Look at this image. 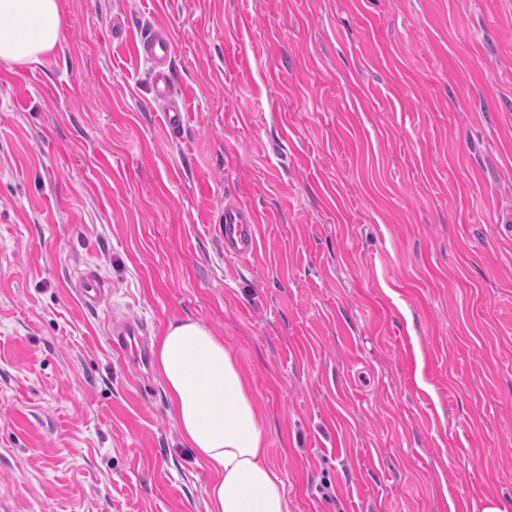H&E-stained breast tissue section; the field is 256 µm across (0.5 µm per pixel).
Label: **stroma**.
<instances>
[{
    "instance_id": "1",
    "label": "stroma",
    "mask_w": 512,
    "mask_h": 512,
    "mask_svg": "<svg viewBox=\"0 0 512 512\" xmlns=\"http://www.w3.org/2000/svg\"><path fill=\"white\" fill-rule=\"evenodd\" d=\"M60 7L42 64L0 60V512H205L157 375L107 344L185 316L247 375L291 512L512 498V0ZM158 24L176 139L135 52ZM224 254L232 258L252 256L258 249L256 214L236 203L224 205ZM149 336L144 326L131 319H124L113 324L107 336L109 347L127 365L140 373L149 367Z\"/></svg>"
}]
</instances>
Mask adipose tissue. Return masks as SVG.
<instances>
[{
    "mask_svg": "<svg viewBox=\"0 0 512 512\" xmlns=\"http://www.w3.org/2000/svg\"><path fill=\"white\" fill-rule=\"evenodd\" d=\"M64 38L57 0H0V59L37 63ZM184 445L210 479L205 512H290L266 459V427L232 352L199 319L171 321L154 350Z\"/></svg>",
    "mask_w": 512,
    "mask_h": 512,
    "instance_id": "1",
    "label": "adipose tissue"
}]
</instances>
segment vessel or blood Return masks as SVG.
Wrapping results in <instances>:
<instances>
[{
  "label": "vessel or blood",
  "instance_id": "vessel-or-blood-1",
  "mask_svg": "<svg viewBox=\"0 0 512 512\" xmlns=\"http://www.w3.org/2000/svg\"><path fill=\"white\" fill-rule=\"evenodd\" d=\"M137 53L150 65L152 100L161 110L162 120L171 134H180L186 122L184 105L177 98L171 70L173 44L165 28L156 27L140 34ZM224 253L233 258L253 255L258 249L255 213L235 203L224 207ZM108 344L127 365L136 370L149 366V340L144 326L135 320L115 322Z\"/></svg>",
  "mask_w": 512,
  "mask_h": 512
}]
</instances>
